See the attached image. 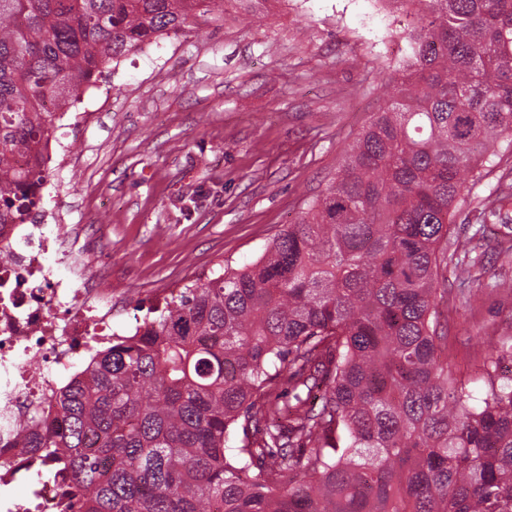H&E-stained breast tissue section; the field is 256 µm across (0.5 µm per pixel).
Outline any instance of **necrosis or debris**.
<instances>
[{"instance_id":"necrosis-or-debris-1","label":"necrosis or debris","mask_w":512,"mask_h":512,"mask_svg":"<svg viewBox=\"0 0 512 512\" xmlns=\"http://www.w3.org/2000/svg\"><path fill=\"white\" fill-rule=\"evenodd\" d=\"M66 224H0V512H60L62 490L51 478L53 459L28 448L24 422L38 410L49 424L70 382L90 366L98 346L111 343L112 296L77 289L45 262L50 251L76 246ZM37 475L24 496L14 483Z\"/></svg>"}]
</instances>
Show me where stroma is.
Wrapping results in <instances>:
<instances>
[{"mask_svg":"<svg viewBox=\"0 0 512 512\" xmlns=\"http://www.w3.org/2000/svg\"><path fill=\"white\" fill-rule=\"evenodd\" d=\"M411 19L372 0H275L228 10L121 58L56 122L72 163L42 207L90 239L80 262L108 274L117 333L163 307L175 285L254 261L331 184L383 106ZM512 148L464 192L452 230L476 266L448 295L444 355L471 372L487 339L512 336V230L478 227Z\"/></svg>","mask_w":512,"mask_h":512,"instance_id":"35a3bbf8","label":"stroma"}]
</instances>
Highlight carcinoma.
Segmentation results:
<instances>
[{
    "instance_id": "1",
    "label": "carcinoma",
    "mask_w": 512,
    "mask_h": 512,
    "mask_svg": "<svg viewBox=\"0 0 512 512\" xmlns=\"http://www.w3.org/2000/svg\"><path fill=\"white\" fill-rule=\"evenodd\" d=\"M326 192L253 262L96 352L29 447L68 512H512V336L475 377L441 354L438 269L468 180L512 139V0H426ZM224 0H0V224L17 165L113 62ZM481 221L508 225L512 183ZM242 433L231 448V437Z\"/></svg>"
}]
</instances>
